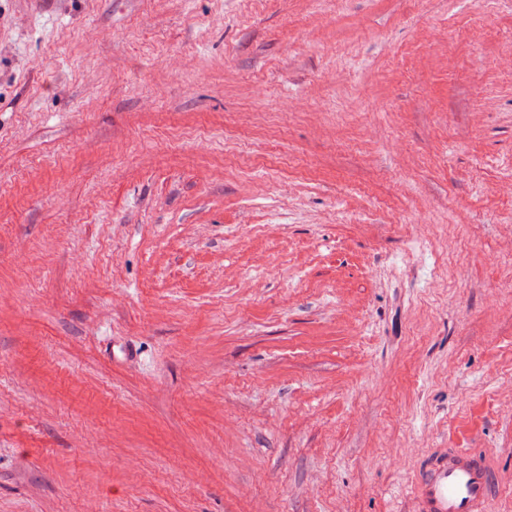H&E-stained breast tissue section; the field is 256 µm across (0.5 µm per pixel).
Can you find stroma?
<instances>
[{
    "label": "stroma",
    "mask_w": 512,
    "mask_h": 512,
    "mask_svg": "<svg viewBox=\"0 0 512 512\" xmlns=\"http://www.w3.org/2000/svg\"><path fill=\"white\" fill-rule=\"evenodd\" d=\"M511 54L512 0H0V512H409L448 443L512 512Z\"/></svg>",
    "instance_id": "35a3bbf8"
}]
</instances>
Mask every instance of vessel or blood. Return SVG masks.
<instances>
[{"instance_id":"vessel-or-blood-1","label":"vessel or blood","mask_w":512,"mask_h":512,"mask_svg":"<svg viewBox=\"0 0 512 512\" xmlns=\"http://www.w3.org/2000/svg\"><path fill=\"white\" fill-rule=\"evenodd\" d=\"M498 483L490 453L449 445L423 454L409 496L414 512H491Z\"/></svg>"}]
</instances>
